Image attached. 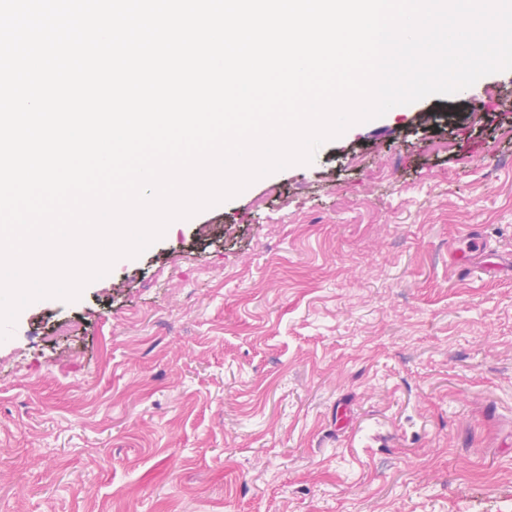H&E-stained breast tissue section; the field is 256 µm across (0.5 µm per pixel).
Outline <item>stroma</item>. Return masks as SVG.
I'll use <instances>...</instances> for the list:
<instances>
[{
  "label": "stroma",
  "instance_id": "stroma-1",
  "mask_svg": "<svg viewBox=\"0 0 512 512\" xmlns=\"http://www.w3.org/2000/svg\"><path fill=\"white\" fill-rule=\"evenodd\" d=\"M512 71L170 224L0 342V512H512Z\"/></svg>",
  "mask_w": 512,
  "mask_h": 512
}]
</instances>
